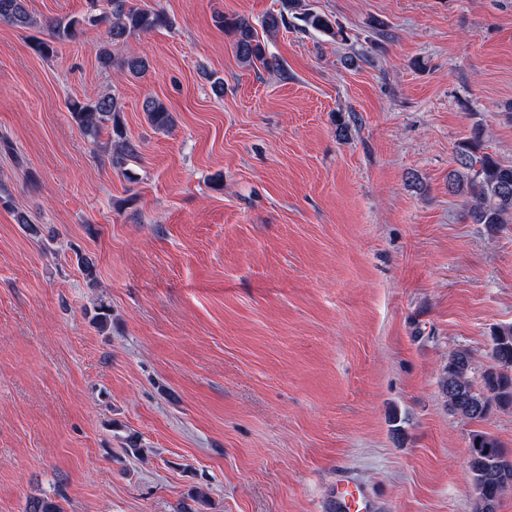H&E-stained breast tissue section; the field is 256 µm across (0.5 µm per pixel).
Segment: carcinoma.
Listing matches in <instances>:
<instances>
[{
	"mask_svg": "<svg viewBox=\"0 0 512 512\" xmlns=\"http://www.w3.org/2000/svg\"><path fill=\"white\" fill-rule=\"evenodd\" d=\"M107 11L81 18H63L45 22L48 39L35 42L32 49L48 57L56 45L74 40L86 24H106L112 45L125 42L130 36L169 25L160 10L138 7L130 0H107ZM299 19L332 39L343 37V31L331 20L313 12H302ZM17 28L38 27V22L27 8V0H0V22ZM216 25L230 32L238 60L245 66L267 65L265 45L258 39L254 25L240 16L216 18ZM98 62L105 69L138 77L148 68L140 56H118L103 47ZM69 115L83 136L93 145H99L103 132L108 142L102 147L103 161L116 171H126L128 162L138 155L137 146L127 138L120 117V106L115 96L105 94L85 102L73 100L68 105ZM143 112L151 126L160 132L172 129L174 119L159 99L147 98ZM478 138L461 145L456 156L457 167L448 173V192L468 200V214L477 224L507 223L512 215V164H503L490 155H478ZM493 365L481 374L482 387L473 380V361L466 348L453 352L441 368L439 384L446 398L448 412L469 422L487 419L496 408L512 407V324L500 325L492 336ZM468 471L475 490V512H497L501 495L512 488V457L502 443L490 433L474 430L469 439ZM25 512H63L60 504L48 497H33Z\"/></svg>",
	"mask_w": 512,
	"mask_h": 512,
	"instance_id": "cac0c4a2",
	"label": "carcinoma"
}]
</instances>
